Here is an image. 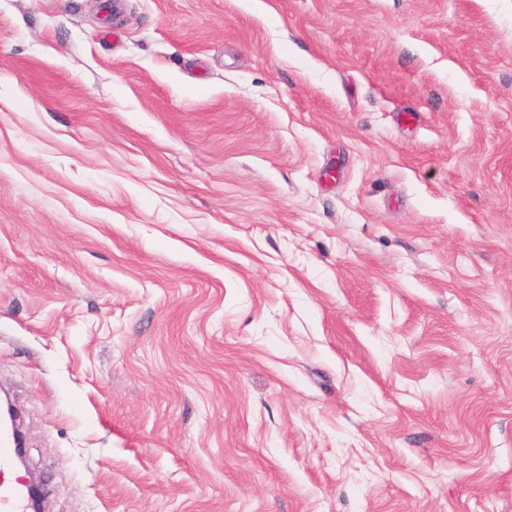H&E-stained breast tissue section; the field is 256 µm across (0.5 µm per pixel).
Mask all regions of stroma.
Returning a JSON list of instances; mask_svg holds the SVG:
<instances>
[{
	"instance_id": "obj_1",
	"label": "stroma",
	"mask_w": 512,
	"mask_h": 512,
	"mask_svg": "<svg viewBox=\"0 0 512 512\" xmlns=\"http://www.w3.org/2000/svg\"><path fill=\"white\" fill-rule=\"evenodd\" d=\"M0 0V387L46 512H512V0Z\"/></svg>"
}]
</instances>
